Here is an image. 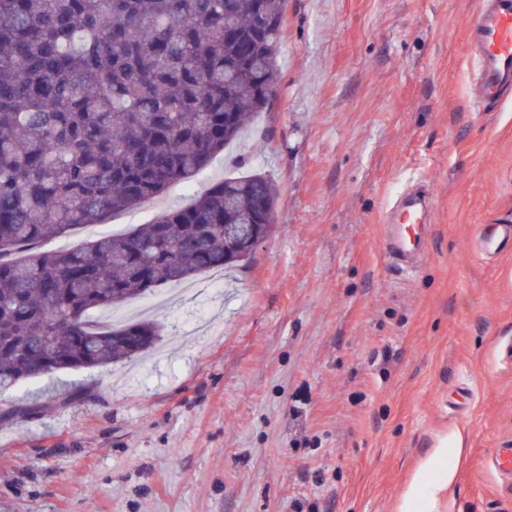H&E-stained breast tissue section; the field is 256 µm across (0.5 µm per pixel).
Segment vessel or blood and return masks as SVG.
<instances>
[{"mask_svg": "<svg viewBox=\"0 0 512 512\" xmlns=\"http://www.w3.org/2000/svg\"><path fill=\"white\" fill-rule=\"evenodd\" d=\"M469 53L476 64L471 85L475 102H499L501 94L512 87V0H483L470 19L467 33ZM427 186L418 195L405 199L398 211V224L387 234L386 254L399 266L413 267L424 255L420 225L431 218ZM512 243V224L482 228L478 234L481 251L494 253Z\"/></svg>", "mask_w": 512, "mask_h": 512, "instance_id": "1", "label": "vessel or blood"}]
</instances>
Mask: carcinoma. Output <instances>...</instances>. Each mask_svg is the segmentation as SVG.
<instances>
[{
	"mask_svg": "<svg viewBox=\"0 0 512 512\" xmlns=\"http://www.w3.org/2000/svg\"><path fill=\"white\" fill-rule=\"evenodd\" d=\"M286 0H0V391L152 348L92 313L250 258L224 225L263 173L70 250L42 245L161 197L239 140L279 80Z\"/></svg>",
	"mask_w": 512,
	"mask_h": 512,
	"instance_id": "cac0c4a2",
	"label": "carcinoma"
}]
</instances>
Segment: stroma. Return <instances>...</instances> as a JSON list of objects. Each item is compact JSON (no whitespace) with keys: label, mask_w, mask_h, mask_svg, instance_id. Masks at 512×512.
<instances>
[{"label":"stroma","mask_w":512,"mask_h":512,"mask_svg":"<svg viewBox=\"0 0 512 512\" xmlns=\"http://www.w3.org/2000/svg\"><path fill=\"white\" fill-rule=\"evenodd\" d=\"M481 0H288L269 112L156 200L48 242L67 250L188 206L232 173L279 189L271 235L198 295L144 313L154 350L0 393V512H397L439 438L464 457L435 512H512V95L476 107ZM427 181L412 271L385 226ZM83 390L82 399L65 395ZM512 243V224H493L479 230L478 246L483 252H498L505 244Z\"/></svg>","instance_id":"35a3bbf8"}]
</instances>
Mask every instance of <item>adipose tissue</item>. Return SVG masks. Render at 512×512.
Returning <instances> with one entry per match:
<instances>
[{
	"label": "adipose tissue",
	"instance_id": "obj_1",
	"mask_svg": "<svg viewBox=\"0 0 512 512\" xmlns=\"http://www.w3.org/2000/svg\"><path fill=\"white\" fill-rule=\"evenodd\" d=\"M461 461V437L455 432L448 433L410 480L399 512H433L440 496L451 489Z\"/></svg>",
	"mask_w": 512,
	"mask_h": 512
}]
</instances>
